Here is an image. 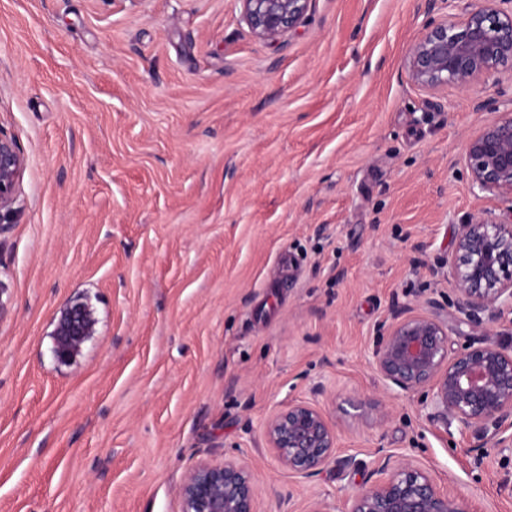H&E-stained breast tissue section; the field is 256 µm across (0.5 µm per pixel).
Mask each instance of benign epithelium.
I'll return each mask as SVG.
<instances>
[{"mask_svg": "<svg viewBox=\"0 0 512 512\" xmlns=\"http://www.w3.org/2000/svg\"><path fill=\"white\" fill-rule=\"evenodd\" d=\"M253 33L277 40L291 31L313 0H240ZM407 68L414 83L438 89H471L512 65V0H474L461 22L430 18L411 45ZM17 141L0 129V221L14 211L25 167ZM472 188L512 199V113L473 133L465 145ZM455 307L473 327L481 315L512 311V214L491 212L458 225L448 254ZM94 308L77 300L59 310L52 336L58 361L73 358L96 334ZM374 368L404 392L428 390L435 408L464 427L512 447V350L487 340L456 349L448 328L424 314L394 315L379 336ZM265 440L281 463L303 478L322 472L336 454L337 434L321 410L296 403L273 413ZM384 477L355 491L348 512H464L458 498L442 491L431 473L409 460L379 457ZM182 512H256L255 473L246 461L201 462L178 490Z\"/></svg>", "mask_w": 512, "mask_h": 512, "instance_id": "1", "label": "benign epithelium"}]
</instances>
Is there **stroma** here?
Instances as JSON below:
<instances>
[{
  "label": "stroma",
  "mask_w": 512,
  "mask_h": 512,
  "mask_svg": "<svg viewBox=\"0 0 512 512\" xmlns=\"http://www.w3.org/2000/svg\"><path fill=\"white\" fill-rule=\"evenodd\" d=\"M426 20L425 0H314L271 41L240 0H0V128L27 157L0 226V512H181L188 471L226 459L253 465L259 512H347L382 452L512 512V447L373 368L397 311L484 341L448 255L458 224L512 210L464 160L512 70L414 83ZM79 296L97 333L63 364L53 319ZM297 402L338 437L310 479L264 436Z\"/></svg>",
  "instance_id": "1"
}]
</instances>
